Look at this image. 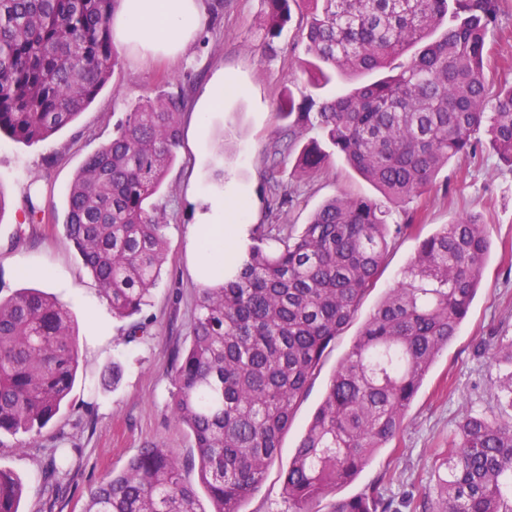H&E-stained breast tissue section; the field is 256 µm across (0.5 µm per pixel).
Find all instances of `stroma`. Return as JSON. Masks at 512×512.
Listing matches in <instances>:
<instances>
[{
  "mask_svg": "<svg viewBox=\"0 0 512 512\" xmlns=\"http://www.w3.org/2000/svg\"><path fill=\"white\" fill-rule=\"evenodd\" d=\"M201 29L185 58L138 61L120 54L119 63L94 102L69 126L45 141L25 144L0 134V298L37 288L54 294L70 309L78 328L80 371L67 402L37 437L0 435V468L13 471L28 493L20 512H82L90 486L107 473L122 472L142 448H168L182 460L196 455L194 439L171 412V366L175 349L191 340L198 283L185 231L200 212L221 201L233 222L305 224L326 200L346 193L378 198V190L340 155L322 169L296 171L292 147L279 167L293 201L269 210L265 182L268 156L285 123L278 115L286 90L301 86L304 57L296 29H289L268 54L263 44L264 0H204ZM486 47L491 67L512 66V0ZM187 91L182 143L158 201L167 217L162 275L144 309L147 335L129 339L126 322L113 318L94 278L66 236L65 192L86 157L111 140L117 127L143 98L157 92ZM220 95L203 127L195 111L208 96ZM37 188L42 221L29 223L27 196ZM391 221L416 216L410 235L395 240L376 287L362 299L350 324L326 350L307 395L296 409L265 478L247 499L246 512H288L280 475L321 403L326 384L365 321L420 242L466 213L487 224L490 250L482 283L458 334L439 355L411 404L402 430L334 497L349 498L379 488L384 495L423 496L434 480V451L446 443L468 410L495 406V372L484 347L512 336V167L499 158L489 137L477 153L451 160L432 189L409 203L392 206ZM122 367L116 384L103 376L113 363ZM75 454L59 476L60 492L50 495L43 476L50 454ZM393 481H385V473Z\"/></svg>",
  "mask_w": 512,
  "mask_h": 512,
  "instance_id": "1",
  "label": "stroma"
}]
</instances>
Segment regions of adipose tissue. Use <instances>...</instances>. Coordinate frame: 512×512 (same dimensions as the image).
I'll use <instances>...</instances> for the list:
<instances>
[{
	"instance_id": "ef3b65f1",
	"label": "adipose tissue",
	"mask_w": 512,
	"mask_h": 512,
	"mask_svg": "<svg viewBox=\"0 0 512 512\" xmlns=\"http://www.w3.org/2000/svg\"><path fill=\"white\" fill-rule=\"evenodd\" d=\"M203 0H120L112 15V41L120 48L147 57L157 53L182 56L200 27ZM246 225H224V206L214 204L188 229V246L205 270L232 256V239L244 234Z\"/></svg>"
}]
</instances>
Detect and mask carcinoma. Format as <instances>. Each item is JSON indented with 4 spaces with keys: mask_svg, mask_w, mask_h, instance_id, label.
Returning <instances> with one entry per match:
<instances>
[{
    "mask_svg": "<svg viewBox=\"0 0 512 512\" xmlns=\"http://www.w3.org/2000/svg\"><path fill=\"white\" fill-rule=\"evenodd\" d=\"M268 47L288 31L298 0H265ZM302 36L301 106L287 93L278 115L288 149L310 131L383 199L335 197L297 229L260 224L224 280L197 289L192 342L173 352L172 413L192 433L198 484L167 448H141L125 471L88 492L84 512H245L322 357L384 271L392 239L413 216L388 222V202L432 188L451 158L477 151L485 130L512 166V83L489 76L486 34L501 0H310ZM118 0H0V133L48 139L95 100L119 59ZM456 23L430 40L448 13ZM389 74L324 98L336 74ZM185 93L141 101L107 144L86 158L66 195L64 229L118 319L142 317L164 263L158 196L180 145ZM327 158L311 139L301 171ZM487 225L444 224L419 245L339 362L324 399L282 471L291 512H314L399 433L430 368L466 318L488 255ZM500 412L468 414L436 458L434 494L408 512H512V336L491 348ZM79 368L67 306L23 288L0 299V433L36 437L67 401ZM203 486L210 507L202 506ZM22 481L0 468V512H20ZM330 512H392L375 489Z\"/></svg>",
    "mask_w": 512,
    "mask_h": 512,
    "instance_id": "1",
    "label": "carcinoma"
}]
</instances>
